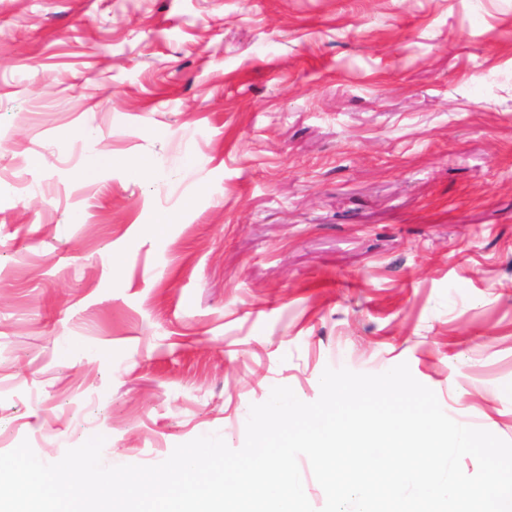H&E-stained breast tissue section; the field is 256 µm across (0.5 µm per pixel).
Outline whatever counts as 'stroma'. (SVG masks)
<instances>
[{
    "instance_id": "35a3bbf8",
    "label": "stroma",
    "mask_w": 512,
    "mask_h": 512,
    "mask_svg": "<svg viewBox=\"0 0 512 512\" xmlns=\"http://www.w3.org/2000/svg\"><path fill=\"white\" fill-rule=\"evenodd\" d=\"M403 362L512 442V0H0V453Z\"/></svg>"
}]
</instances>
